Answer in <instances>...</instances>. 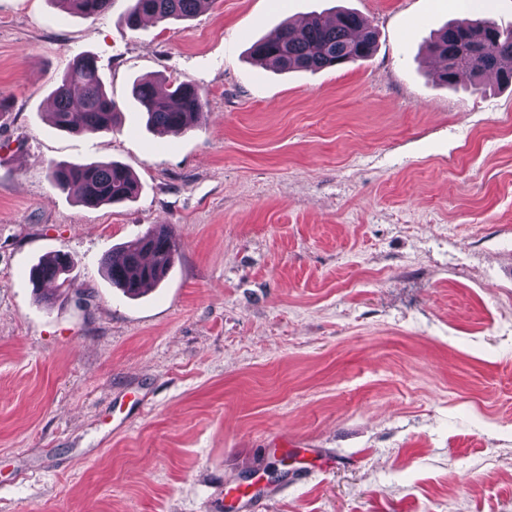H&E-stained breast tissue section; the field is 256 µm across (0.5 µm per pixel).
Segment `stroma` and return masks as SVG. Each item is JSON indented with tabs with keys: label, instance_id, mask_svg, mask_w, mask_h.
I'll use <instances>...</instances> for the list:
<instances>
[{
	"label": "stroma",
	"instance_id": "35a3bbf8",
	"mask_svg": "<svg viewBox=\"0 0 512 512\" xmlns=\"http://www.w3.org/2000/svg\"><path fill=\"white\" fill-rule=\"evenodd\" d=\"M0 0V512H512V86L441 84L427 45L460 0H213L128 29ZM357 11L373 53L279 72L249 48ZM95 56L119 130L49 119ZM186 79L201 128L148 130L135 81ZM117 161L88 208L56 162ZM168 225L178 256L130 297L104 255ZM70 255L41 300L31 268ZM49 177L58 189H75L79 203L91 208L129 201L139 192L133 173L117 162L58 163L50 167Z\"/></svg>",
	"mask_w": 512,
	"mask_h": 512
}]
</instances>
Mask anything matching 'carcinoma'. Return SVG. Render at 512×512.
<instances>
[{"label": "carcinoma", "mask_w": 512, "mask_h": 512, "mask_svg": "<svg viewBox=\"0 0 512 512\" xmlns=\"http://www.w3.org/2000/svg\"><path fill=\"white\" fill-rule=\"evenodd\" d=\"M61 11L84 17H98L111 7L112 0H53ZM125 25L135 30L143 18L157 23L170 19H190L206 0H132ZM475 19L448 24L429 45L434 58H453L443 66L438 78L453 85L461 74L474 79L473 91L482 90L479 79L492 71L504 86L512 84V27L496 28L482 40L473 39ZM376 34L357 13L340 10L331 17L314 13L300 26L285 22L271 36L254 42L250 53L263 65L281 71H319L368 58L374 51ZM132 94L147 115V122L160 132L191 131L205 119L206 101L188 80L168 83L160 92L150 81L134 84ZM52 124L69 134L112 133L120 110L105 89L94 57H78L53 92ZM52 184L61 190H76L79 203L86 207L112 205L135 198L139 185L133 173L117 162L55 164L50 167ZM177 243L168 228L158 224L150 231L126 242L119 254L103 258L112 286L130 296H138L145 284H159L175 262ZM66 254H57L32 269V281L69 288L60 279L71 265Z\"/></svg>", "instance_id": "cac0c4a2"}]
</instances>
